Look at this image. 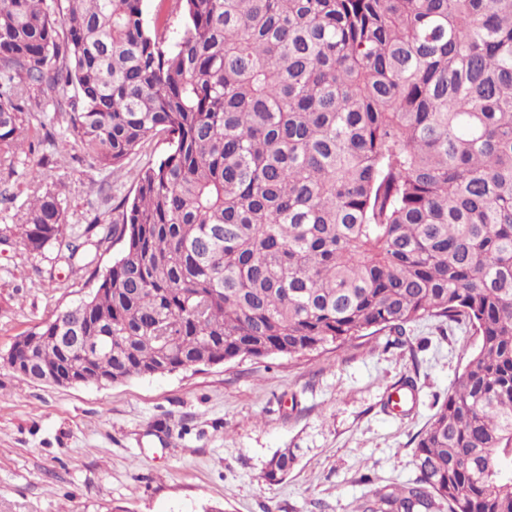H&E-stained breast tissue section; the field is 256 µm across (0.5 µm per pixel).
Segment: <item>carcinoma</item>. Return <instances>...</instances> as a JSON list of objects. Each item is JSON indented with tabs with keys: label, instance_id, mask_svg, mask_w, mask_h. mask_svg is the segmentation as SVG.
I'll return each instance as SVG.
<instances>
[{
	"label": "carcinoma",
	"instance_id": "1",
	"mask_svg": "<svg viewBox=\"0 0 512 512\" xmlns=\"http://www.w3.org/2000/svg\"><path fill=\"white\" fill-rule=\"evenodd\" d=\"M0 0V164L59 83L87 160L135 171L120 249L67 307L82 383L293 358L438 317L479 343L415 437L416 479L357 512H512V0ZM24 235L55 241L51 189ZM54 317L17 342L65 362ZM276 451L264 481L293 468Z\"/></svg>",
	"mask_w": 512,
	"mask_h": 512
}]
</instances>
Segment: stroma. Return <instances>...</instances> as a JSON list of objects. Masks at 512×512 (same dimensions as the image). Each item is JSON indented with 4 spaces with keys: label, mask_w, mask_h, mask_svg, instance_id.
Returning <instances> with one entry per match:
<instances>
[{
    "label": "stroma",
    "mask_w": 512,
    "mask_h": 512,
    "mask_svg": "<svg viewBox=\"0 0 512 512\" xmlns=\"http://www.w3.org/2000/svg\"><path fill=\"white\" fill-rule=\"evenodd\" d=\"M33 151L0 167V512H353L416 478L414 439L448 396L478 338L427 318L408 347L383 332L294 358H244L109 386L25 380L6 362L17 337L96 288L118 244L92 237L73 264L57 244L31 251L24 214L49 184L69 226L118 219L132 173L167 151L146 144L119 171L84 160L63 113L21 116ZM416 353H409V346ZM416 381L408 415L386 400ZM296 462L263 471L279 449ZM295 455L290 448L276 451L267 461L263 471V479L270 484L283 480L293 468Z\"/></svg>",
    "instance_id": "stroma-1"
}]
</instances>
